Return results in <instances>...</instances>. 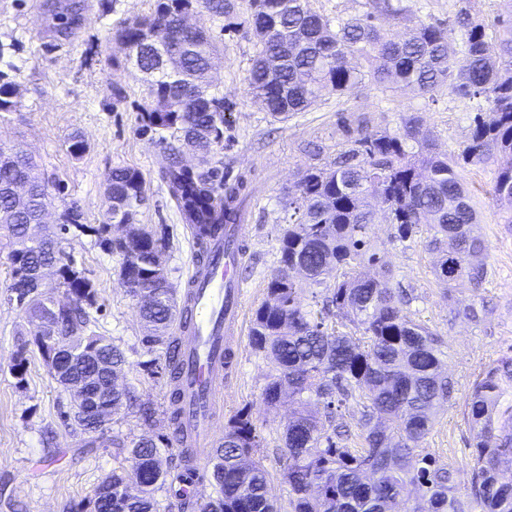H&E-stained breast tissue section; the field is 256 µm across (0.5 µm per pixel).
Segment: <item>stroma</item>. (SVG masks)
I'll return each instance as SVG.
<instances>
[{"label": "stroma", "mask_w": 512, "mask_h": 512, "mask_svg": "<svg viewBox=\"0 0 512 512\" xmlns=\"http://www.w3.org/2000/svg\"><path fill=\"white\" fill-rule=\"evenodd\" d=\"M390 3L432 21L451 19L462 6H471L493 41L499 37L498 19L512 16V0ZM81 4L77 35L60 40L52 33L55 19L46 0H0V73L15 81L20 102L18 111L0 112V150L26 153L46 175L61 180L64 191L53 198L46 218L51 225L70 202L79 206L86 223H102L109 171L118 166L139 169L148 196L139 221L167 230L168 276L174 286H181L190 271L194 246L159 176L168 146L140 127L139 114L148 102L143 73L112 62L114 28L148 14L153 0H81ZM189 21L211 30L224 49L213 73L226 106L224 141L213 150L211 163L225 184L236 186L238 221L246 226L247 268L240 278L243 324L248 327L267 297L268 282L278 265L277 235L288 191L302 169L324 165L351 148L352 137L344 124L360 120L370 130L393 134L403 132L405 118L413 116L419 120L420 136L431 137L437 151L456 154L469 137L476 109L474 102L445 86L427 97L368 82L354 94L323 92L309 111L277 121L249 94L251 31L225 34L222 19L202 9ZM74 132L87 143L79 157L67 150V139ZM459 174L487 245L482 288L444 291L433 274L436 253L419 237L400 242L397 227L385 212H377L372 237L391 271L389 287L411 294L412 318L437 333L446 353L453 397L440 411L424 446L440 458L452 459L455 485L461 489L468 484L473 465L463 405L479 372L500 356L512 355V224L492 193L493 165L467 164ZM63 247L96 285L100 309L94 331L123 350L129 361L117 377L118 384L131 387L139 401L154 408L155 417L147 425L120 410L104 432L91 439L72 422L63 421L71 397L50 378L39 356H31L25 383H16L9 364L27 325L23 313L4 299L10 283L9 247L0 233V512H85L96 487L113 469L132 467L127 451L113 447V436L136 439L167 430L163 354L142 344L146 330L137 301L120 284V257L91 237L68 238ZM462 297L472 301L477 321L451 317L452 304ZM271 370L248 339H241L235 372L224 391L223 416L231 418L245 407L251 410L262 437L257 455L269 473L271 490L284 506L288 490L281 477L282 436L296 401L287 396L278 408L265 406L263 391Z\"/></svg>", "instance_id": "35a3bbf8"}]
</instances>
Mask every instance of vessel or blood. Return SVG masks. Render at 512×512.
Here are the masks:
<instances>
[{"mask_svg": "<svg viewBox=\"0 0 512 512\" xmlns=\"http://www.w3.org/2000/svg\"><path fill=\"white\" fill-rule=\"evenodd\" d=\"M238 271V260H225L224 241L219 238L213 243L210 265L193 266L189 274L194 285L189 300L194 319L192 328L182 333L187 369L181 391L186 406V444L193 449V467L200 473L208 467L209 449L217 438L220 396L232 366L224 332H237L242 326Z\"/></svg>", "mask_w": 512, "mask_h": 512, "instance_id": "1", "label": "vessel or blood"}]
</instances>
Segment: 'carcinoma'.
<instances>
[{
	"mask_svg": "<svg viewBox=\"0 0 512 512\" xmlns=\"http://www.w3.org/2000/svg\"><path fill=\"white\" fill-rule=\"evenodd\" d=\"M201 3L224 19L222 29L252 30L249 93L277 120L315 106L326 87L352 94L367 80L423 96L447 85L478 100V111L492 114L489 121L475 116L456 155L434 151L427 139L409 144L418 129L413 117L402 134L362 128L358 148L329 165L307 168L284 203L288 229L279 236V265L267 299L255 310L250 343L272 365L265 405L279 406L285 389L299 400L283 431L282 480L291 512H512V482L500 478L501 467L512 466V356L488 366L465 402L474 464L460 492L452 465L422 448L453 390L443 371L445 352L438 335L408 315L403 294L387 287L391 270L380 264L371 237L381 199L401 241L425 229V246L439 252L434 275L441 287L482 285L486 246L458 168L496 160L493 192L512 210V19L498 21L504 34L493 43L486 25L467 7L446 23L408 17L412 26L395 41L372 14L335 24L311 0H245L241 14L231 0H155L148 15L113 30L112 42L124 61H134L146 75L150 103L140 114L143 127L162 141L176 136L205 157L224 140L225 108L224 96L211 83L218 62L214 36L182 25ZM54 19L55 37L74 36L81 4L73 0L55 10ZM459 52L465 56L462 65ZM16 96L15 83H0V112L15 111ZM160 177L199 246L198 255L205 256L207 241L236 223L235 188L224 187L218 169L194 172L175 158L167 159ZM60 185L27 157L0 161V225L8 231L11 263L6 300L22 303L30 325V338L17 345L9 370L21 384L29 356L45 358L36 339L40 319L52 335L69 336L89 351L91 359H75V373L95 366L103 371L107 364L119 372L127 363L119 347L90 329L97 292L62 249L65 236L101 238L120 256L121 284L131 295L138 288L167 285L141 314L147 327L143 346L164 349L169 432L129 445L112 437V447L127 449L133 467L105 478L112 487L109 501L93 500V512H157L154 493L167 481L161 449L184 433L178 382L186 362L171 332L176 300L166 268L169 238L146 227L129 240L108 237L112 224L138 223L146 204L145 180L135 168L120 166L109 173L105 221L96 227L83 223L72 203L60 213L61 223L43 229L50 187ZM34 235L49 247H34ZM48 264L60 265L59 285L72 295L71 305L57 311L51 308L52 294L29 275ZM294 264L321 287L309 305L288 272ZM364 265L376 272L359 273ZM330 318L341 329L324 330ZM354 405L361 408L358 448L349 447L351 434L336 423L338 409ZM258 447L251 412L241 409L213 449L211 478L220 495L203 512H277Z\"/></svg>",
	"mask_w": 512,
	"mask_h": 512,
	"instance_id": "cac0c4a2",
	"label": "carcinoma"
}]
</instances>
